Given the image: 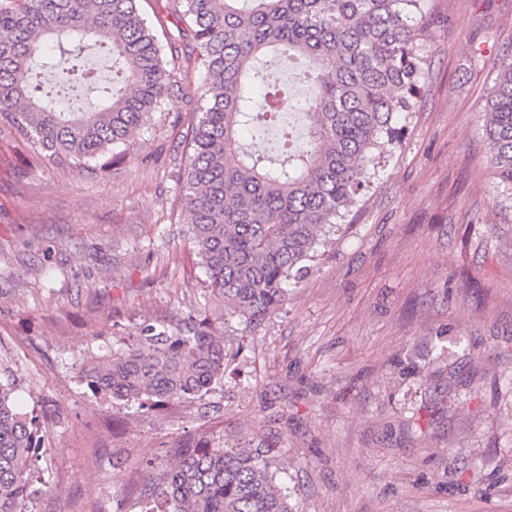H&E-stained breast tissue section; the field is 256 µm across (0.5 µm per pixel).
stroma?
<instances>
[{
    "label": "stroma",
    "instance_id": "35a3bbf8",
    "mask_svg": "<svg viewBox=\"0 0 512 512\" xmlns=\"http://www.w3.org/2000/svg\"><path fill=\"white\" fill-rule=\"evenodd\" d=\"M399 144L288 304L229 320L230 374L143 413L88 358L204 304L181 209L184 100L103 175L0 123V365L42 421L24 512H142L170 449L244 434L293 512H512V190L482 111L512 0H428Z\"/></svg>",
    "mask_w": 512,
    "mask_h": 512
}]
</instances>
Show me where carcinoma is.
<instances>
[{
  "label": "carcinoma",
  "instance_id": "1",
  "mask_svg": "<svg viewBox=\"0 0 512 512\" xmlns=\"http://www.w3.org/2000/svg\"><path fill=\"white\" fill-rule=\"evenodd\" d=\"M139 0H0V120L38 148L46 165L103 170L102 158L177 95L192 104L182 193L190 239L208 276L210 319L146 324L124 347L94 357V390L144 409L187 401L224 376V323L259 322L288 303L317 234L336 226L371 178L393 120L413 109L427 69L423 0H170L161 45ZM90 48L122 68L102 82ZM277 54L307 68L300 99L256 65ZM70 59L69 80L97 93L65 112L33 72ZM203 85L191 91V67ZM483 113L489 163L512 186V52L497 61ZM0 377V512H22L38 458L37 417L15 405ZM142 512H292L258 448H174Z\"/></svg>",
  "mask_w": 512,
  "mask_h": 512
}]
</instances>
